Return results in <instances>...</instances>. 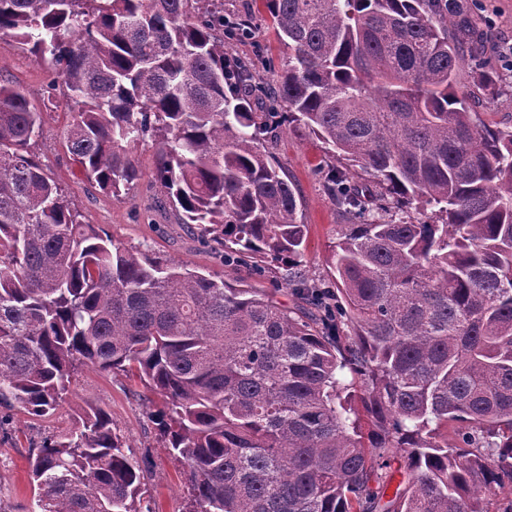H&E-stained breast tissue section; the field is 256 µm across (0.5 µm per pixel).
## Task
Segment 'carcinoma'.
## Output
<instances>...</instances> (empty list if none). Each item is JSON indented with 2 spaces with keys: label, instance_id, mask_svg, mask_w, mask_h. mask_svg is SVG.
I'll list each match as a JSON object with an SVG mask.
<instances>
[{
  "label": "carcinoma",
  "instance_id": "1",
  "mask_svg": "<svg viewBox=\"0 0 512 512\" xmlns=\"http://www.w3.org/2000/svg\"><path fill=\"white\" fill-rule=\"evenodd\" d=\"M265 2L289 56L254 112L217 0H0V34L54 67L46 101L75 113L63 146L87 178L131 190V145L153 138L177 223L226 262L287 267L298 302L82 221L31 149L42 112L0 84V406L46 417L81 366L138 379L183 512H512V130L455 90L461 7ZM285 124L322 141L327 191L361 220L340 225L326 287L299 270L306 225L270 156ZM361 174L436 220L381 218ZM126 447L87 405L29 460L39 512H141L147 463Z\"/></svg>",
  "mask_w": 512,
  "mask_h": 512
}]
</instances>
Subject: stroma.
Instances as JSON below:
<instances>
[{
    "instance_id": "obj_1",
    "label": "stroma",
    "mask_w": 512,
    "mask_h": 512,
    "mask_svg": "<svg viewBox=\"0 0 512 512\" xmlns=\"http://www.w3.org/2000/svg\"><path fill=\"white\" fill-rule=\"evenodd\" d=\"M464 16L477 40L464 46L465 62L457 73L456 86L471 98L475 119L491 128H512V0H461ZM224 16L247 21L254 37L233 40L228 50L252 62L260 77L251 102L255 111H267L269 88L288 61V47L278 37L262 0H223ZM496 76V94H488L484 73ZM52 77L51 64L22 51L12 37L0 35V82L29 93L40 105ZM73 120L66 109H44L42 134L33 146L46 173L69 194L75 207L91 224L99 225L123 245L146 248L175 262L224 277L231 284L262 289L284 305L293 299L284 288L281 273L257 274L246 266H228L216 246L203 243L177 224L170 210L160 205L162 189L155 179L158 163L153 140L132 146L130 152L141 172L129 194L115 198L89 182L63 147L61 134ZM288 173L295 190L302 223L308 226L301 268L312 280L331 276V254L336 227L345 223L338 205L328 193L323 169L327 161L320 142L308 131L282 130L270 147ZM159 403L139 381L121 374L81 369L53 415L30 418L21 408L0 407L7 418L0 432V502L14 512H34L35 498L29 476V454L42 438L70 430L81 408L104 407L136 457L147 458L146 492L142 512H182L188 492L183 466L166 451L151 417Z\"/></svg>"
}]
</instances>
